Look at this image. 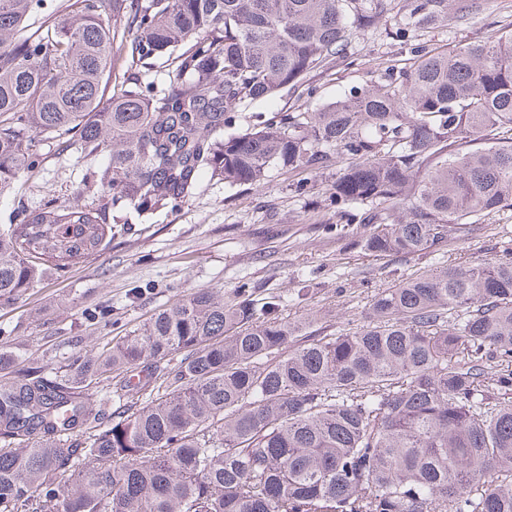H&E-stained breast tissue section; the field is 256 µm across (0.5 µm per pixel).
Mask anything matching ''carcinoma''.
Wrapping results in <instances>:
<instances>
[{
	"label": "carcinoma",
	"instance_id": "1",
	"mask_svg": "<svg viewBox=\"0 0 512 512\" xmlns=\"http://www.w3.org/2000/svg\"><path fill=\"white\" fill-rule=\"evenodd\" d=\"M0 0V196L56 139L107 163L79 201L0 228L14 302L205 172L259 188L345 161L347 249L415 256L512 208V30L413 44L472 0ZM409 62L230 133L233 109L351 57L387 14ZM166 83L144 81L157 63ZM112 94L105 95L107 86ZM245 287L199 289L126 335L0 384V512H512V244L377 292L354 332L311 331ZM143 373L137 383L130 373ZM106 383L122 406L94 408Z\"/></svg>",
	"mask_w": 512,
	"mask_h": 512
}]
</instances>
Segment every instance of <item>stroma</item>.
<instances>
[{
    "instance_id": "obj_1",
    "label": "stroma",
    "mask_w": 512,
    "mask_h": 512,
    "mask_svg": "<svg viewBox=\"0 0 512 512\" xmlns=\"http://www.w3.org/2000/svg\"><path fill=\"white\" fill-rule=\"evenodd\" d=\"M510 28L512 0H478L469 16L449 15L447 26L426 33L422 41L452 47L485 42ZM392 32V22H379L353 38L352 64L311 72L307 80L316 87L318 102L335 99L379 63L395 58L401 44ZM41 151L38 171L22 179L14 194L0 198V226L11 222L21 203L91 202L81 191L89 160L59 151L53 139L42 141ZM327 179L320 174L299 193L278 172L258 189L230 187L205 174L191 198L145 219L129 213L130 231L106 240L97 255L74 261L18 303L0 304V350L15 358L0 371V383L33 360L54 371L63 357L123 335L156 307L202 288L228 294L245 283L258 301L280 297V313L288 320L313 313L334 328L356 330L378 289L435 258L379 260L341 252L342 236L357 227L337 223L336 210L323 194ZM509 239L512 209L492 216L479 236L451 241L444 257L483 263Z\"/></svg>"
}]
</instances>
